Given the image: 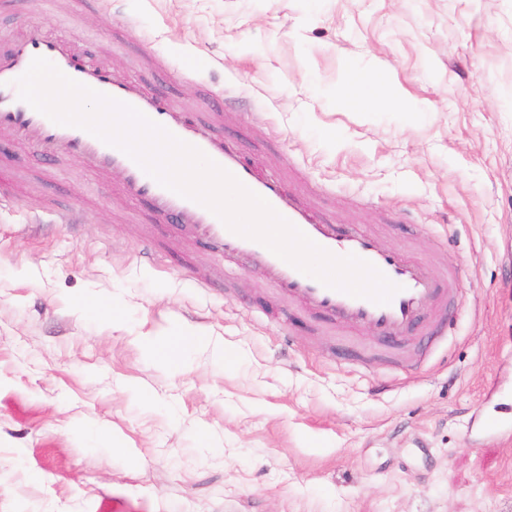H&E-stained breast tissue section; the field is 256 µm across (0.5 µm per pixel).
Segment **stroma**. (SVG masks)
I'll return each instance as SVG.
<instances>
[{"instance_id":"1","label":"stroma","mask_w":512,"mask_h":512,"mask_svg":"<svg viewBox=\"0 0 512 512\" xmlns=\"http://www.w3.org/2000/svg\"><path fill=\"white\" fill-rule=\"evenodd\" d=\"M32 25L203 118L232 88L226 139L337 223L456 265L459 296L405 367L0 129V512H512V0L0 11L2 35ZM367 80L403 104L347 102ZM187 333L223 363L151 353Z\"/></svg>"}]
</instances>
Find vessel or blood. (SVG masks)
Returning a JSON list of instances; mask_svg holds the SVG:
<instances>
[{
    "label": "vessel or blood",
    "mask_w": 512,
    "mask_h": 512,
    "mask_svg": "<svg viewBox=\"0 0 512 512\" xmlns=\"http://www.w3.org/2000/svg\"><path fill=\"white\" fill-rule=\"evenodd\" d=\"M37 57L48 59L68 77L136 107L264 197L315 243L335 256L353 254L372 263L399 285V292L389 303L377 304L327 288L261 243L231 232L203 205L159 185L119 149L82 129L56 124L35 111L19 99L16 81ZM217 124V119L199 118L142 80L114 77L107 67L77 54L66 38L48 36L38 27L28 28L13 39L0 60V127L11 129L21 141L34 143L53 157L80 154L89 158L93 169L105 181L117 183L130 200L149 197L159 223L175 221L178 229L210 242L217 257L247 268L292 303L327 316L336 327L353 330L370 326L380 339L390 341L411 333L423 335L428 329L426 313L441 314L453 298V272L447 270L442 276H433L425 260L410 257L399 247L381 244L373 233L358 227L339 229L320 214L306 191L287 186L261 165L247 161L237 146L226 143L217 132Z\"/></svg>",
    "instance_id": "b4317fda"
}]
</instances>
